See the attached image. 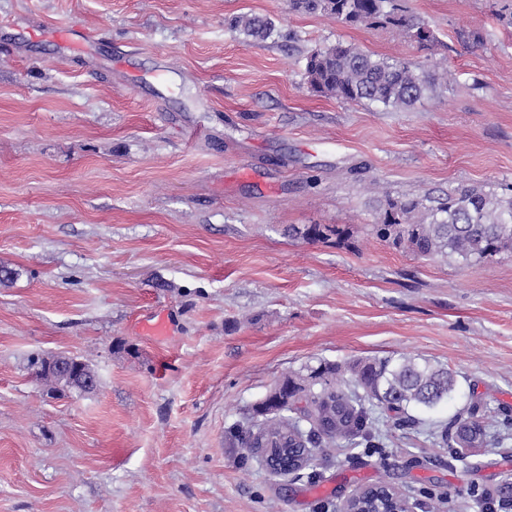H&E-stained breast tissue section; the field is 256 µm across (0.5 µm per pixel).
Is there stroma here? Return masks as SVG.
Returning <instances> with one entry per match:
<instances>
[{"label":"stroma","instance_id":"stroma-1","mask_svg":"<svg viewBox=\"0 0 512 512\" xmlns=\"http://www.w3.org/2000/svg\"><path fill=\"white\" fill-rule=\"evenodd\" d=\"M504 3L405 0L422 46L289 0H0V512H323L382 482L418 512L495 501L512 441L453 459L395 428L379 454L321 449L313 487L230 430L304 365L390 355L456 376L431 419L512 411V254L428 262L367 231L374 180L512 183ZM245 14L277 35L246 41ZM61 24L90 52L39 38ZM339 42L450 81L404 109L319 95L307 57ZM310 224L351 246L289 236ZM60 352L94 391L47 394L30 360ZM288 233L308 241L328 240L335 237L337 245H345L347 247L351 245L349 242L351 238L350 231L338 225L311 224L303 228L291 226L288 228Z\"/></svg>","mask_w":512,"mask_h":512}]
</instances>
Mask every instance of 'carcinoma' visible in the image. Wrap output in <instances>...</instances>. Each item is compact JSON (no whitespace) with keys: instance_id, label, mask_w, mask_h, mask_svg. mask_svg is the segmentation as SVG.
<instances>
[{"instance_id":"1","label":"carcinoma","mask_w":512,"mask_h":512,"mask_svg":"<svg viewBox=\"0 0 512 512\" xmlns=\"http://www.w3.org/2000/svg\"><path fill=\"white\" fill-rule=\"evenodd\" d=\"M293 10L323 13L350 25L391 28L419 44L435 40L433 30L408 13L404 0H290ZM234 28L247 38L266 40L275 33L270 18L243 15ZM306 77L311 89L344 102L368 101L385 108L414 105L438 84L436 73L402 59L380 58L340 42L307 58ZM288 233L308 241L336 238L350 246V231L330 224L291 226ZM371 233L380 241L409 251L425 260L457 257L480 263L512 252V194L483 185H461L446 197L387 196ZM456 380L444 367L407 356H385L305 366L284 380L281 402L267 397L256 406L247 426H237L231 436L244 448H267L270 453L298 466L300 449H312L317 466L318 449L342 448L357 438L367 448L383 447L386 434L370 416L379 407L391 414L393 425L415 426L420 419L411 410L431 412L451 402ZM494 419L469 407L438 425L441 448H479Z\"/></svg>"}]
</instances>
